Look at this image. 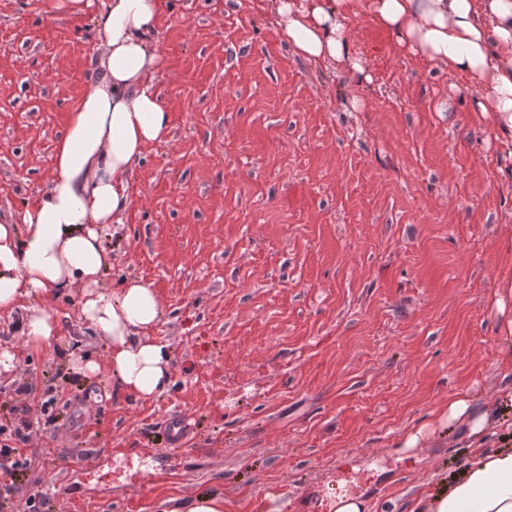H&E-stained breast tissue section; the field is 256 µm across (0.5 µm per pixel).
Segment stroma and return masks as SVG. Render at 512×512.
<instances>
[{
    "label": "stroma",
    "mask_w": 512,
    "mask_h": 512,
    "mask_svg": "<svg viewBox=\"0 0 512 512\" xmlns=\"http://www.w3.org/2000/svg\"><path fill=\"white\" fill-rule=\"evenodd\" d=\"M59 2L0 0V224L48 188L99 74L101 0L80 15ZM347 27L365 74L301 59L271 0H170L152 76L169 138L129 177L103 287L158 294L171 381L138 400L70 375L71 351L106 355L77 295L54 301L60 337L39 351L0 315L34 420L0 512L36 493L42 512H162L203 492L224 512L271 495L326 512L338 485L406 512L472 457L461 427L401 446L449 397L497 413L485 448L512 434V138L462 77L363 14Z\"/></svg>",
    "instance_id": "obj_1"
}]
</instances>
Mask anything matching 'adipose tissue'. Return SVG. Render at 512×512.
<instances>
[{"label":"adipose tissue","instance_id":"adipose-tissue-1","mask_svg":"<svg viewBox=\"0 0 512 512\" xmlns=\"http://www.w3.org/2000/svg\"><path fill=\"white\" fill-rule=\"evenodd\" d=\"M166 0H103L95 17L101 72L69 114L55 149L46 193L17 224H0V313L20 312L17 332L31 349L60 331L50 297L77 293L82 321L104 340L105 360L79 353L70 374L89 381L110 372L130 396L150 399L169 382L171 351L155 338L161 303L148 284L131 279L104 291L112 253L104 237L119 223L127 177L144 150L166 140L169 115L151 76L160 54L153 34ZM277 30L303 59L343 63L363 72L346 19L360 11L392 41L464 77L477 110L494 113L512 136V0H272ZM494 417L457 395L411 433L405 449L451 426L464 427L471 461L410 512H512V445L486 452L480 443Z\"/></svg>","mask_w":512,"mask_h":512}]
</instances>
